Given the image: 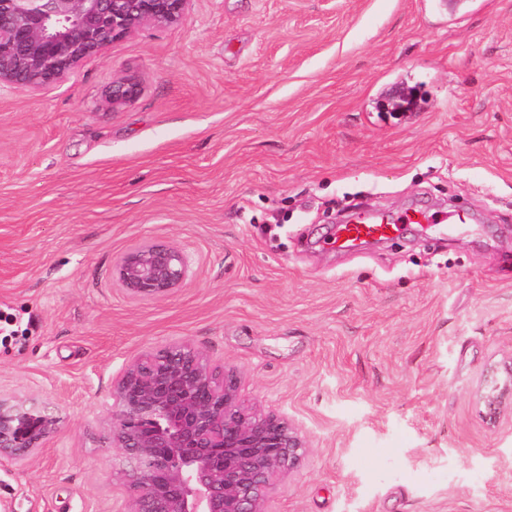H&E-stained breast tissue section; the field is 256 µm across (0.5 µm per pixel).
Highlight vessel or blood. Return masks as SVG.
Wrapping results in <instances>:
<instances>
[{
  "mask_svg": "<svg viewBox=\"0 0 512 512\" xmlns=\"http://www.w3.org/2000/svg\"><path fill=\"white\" fill-rule=\"evenodd\" d=\"M438 221V216L422 211L414 212L403 221L384 211L357 212L352 214L347 223L338 225L330 245L334 248H347L373 240H389L400 233L402 223L435 224Z\"/></svg>",
  "mask_w": 512,
  "mask_h": 512,
  "instance_id": "obj_1",
  "label": "vessel or blood"
}]
</instances>
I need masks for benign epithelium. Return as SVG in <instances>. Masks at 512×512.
<instances>
[{
    "mask_svg": "<svg viewBox=\"0 0 512 512\" xmlns=\"http://www.w3.org/2000/svg\"><path fill=\"white\" fill-rule=\"evenodd\" d=\"M192 0H0V84L64 81L85 58L142 25L181 24ZM139 83L112 82V104L137 98ZM190 274L186 254L144 242L120 256L128 296L159 300ZM118 403L111 447L127 457L115 512H264L279 472L301 462L305 437L273 411L246 407L237 373L186 340L148 350L112 379ZM512 395V367L484 396L489 418ZM61 420L0 399V463L22 468L53 446Z\"/></svg>",
    "mask_w": 512,
    "mask_h": 512,
    "instance_id": "7a95c632",
    "label": "benign epithelium"
}]
</instances>
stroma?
Wrapping results in <instances>:
<instances>
[{"label": "stroma", "instance_id": "1", "mask_svg": "<svg viewBox=\"0 0 512 512\" xmlns=\"http://www.w3.org/2000/svg\"><path fill=\"white\" fill-rule=\"evenodd\" d=\"M446 2L192 0L0 86V397L62 420L0 512H113L112 379L176 339L305 436L267 512H512V0ZM351 204L470 217L352 254ZM145 241L189 258L168 298L113 275ZM141 93L139 83L129 79H118L112 82V104L120 105L137 98ZM512 395V367L505 368L504 380L484 396L490 419H494L502 402Z\"/></svg>", "mask_w": 512, "mask_h": 512}]
</instances>
